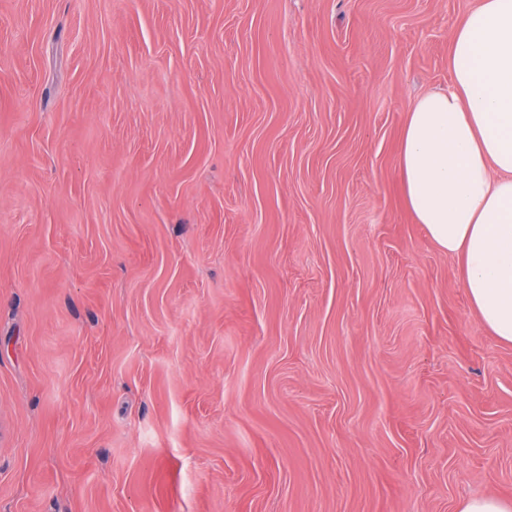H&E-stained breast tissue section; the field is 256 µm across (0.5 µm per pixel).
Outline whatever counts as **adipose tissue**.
I'll use <instances>...</instances> for the list:
<instances>
[{
	"mask_svg": "<svg viewBox=\"0 0 512 512\" xmlns=\"http://www.w3.org/2000/svg\"><path fill=\"white\" fill-rule=\"evenodd\" d=\"M448 71L402 128L404 203L457 257L484 326L512 344V0H479L453 27Z\"/></svg>",
	"mask_w": 512,
	"mask_h": 512,
	"instance_id": "obj_1",
	"label": "adipose tissue"
}]
</instances>
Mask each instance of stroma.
<instances>
[{"mask_svg":"<svg viewBox=\"0 0 512 512\" xmlns=\"http://www.w3.org/2000/svg\"><path fill=\"white\" fill-rule=\"evenodd\" d=\"M477 0H0V512L512 500V346L406 209Z\"/></svg>","mask_w":512,"mask_h":512,"instance_id":"35a3bbf8","label":"stroma"}]
</instances>
